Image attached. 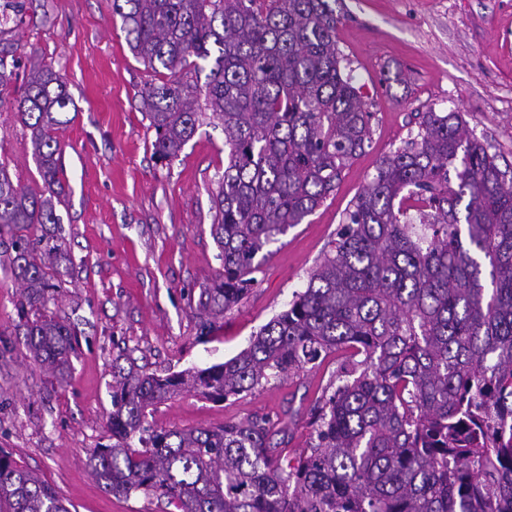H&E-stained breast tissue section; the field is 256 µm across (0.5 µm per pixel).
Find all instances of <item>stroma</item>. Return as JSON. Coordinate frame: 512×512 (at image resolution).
<instances>
[{
	"mask_svg": "<svg viewBox=\"0 0 512 512\" xmlns=\"http://www.w3.org/2000/svg\"><path fill=\"white\" fill-rule=\"evenodd\" d=\"M23 3L21 21L0 26L18 58L0 93V163L13 182L39 184L30 132L12 104L33 66L53 67L75 110L56 132L68 259L49 313L76 344L62 379L22 357L27 315L0 269V450L54 486L70 512H167L153 497L108 494L85 465L112 442L105 423L113 360L178 372L246 348L305 290L354 198L427 109L464 112L471 136L512 170V0H334L341 69L373 114L372 141L336 191L271 244L256 284L206 334L197 302L222 267L211 198L224 171L223 131L202 126L176 159L157 161L140 108L154 75L132 54L112 0ZM343 363L342 353L324 354L297 375L222 403L185 393L147 420L172 429L265 417L286 429L292 455L309 443L310 413Z\"/></svg>",
	"mask_w": 512,
	"mask_h": 512,
	"instance_id": "35a3bbf8",
	"label": "stroma"
}]
</instances>
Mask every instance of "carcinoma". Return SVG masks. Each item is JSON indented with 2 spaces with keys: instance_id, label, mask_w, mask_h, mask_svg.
I'll return each instance as SVG.
<instances>
[{
  "instance_id": "cac0c4a2",
  "label": "carcinoma",
  "mask_w": 512,
  "mask_h": 512,
  "mask_svg": "<svg viewBox=\"0 0 512 512\" xmlns=\"http://www.w3.org/2000/svg\"><path fill=\"white\" fill-rule=\"evenodd\" d=\"M113 13L160 76L141 90L155 158L178 157L206 121L224 131L211 225L223 267L198 299L209 329L254 284L267 248L336 189L371 140L372 115L341 72L328 0H113ZM16 66L1 44L0 92ZM187 67L209 70L204 87L180 76ZM72 104L58 72L33 71L16 111L42 185L22 187L0 164V239L35 314L25 355L61 376L74 344L47 315L67 259L54 132ZM490 148L462 113H420L305 290L247 348L203 369L113 372L112 444L87 460L102 488L173 512H512V178ZM335 351L363 359L341 367L312 414L311 445L285 463L264 418L188 430L147 421L184 392L224 402ZM0 512L69 509L0 450Z\"/></svg>"
}]
</instances>
